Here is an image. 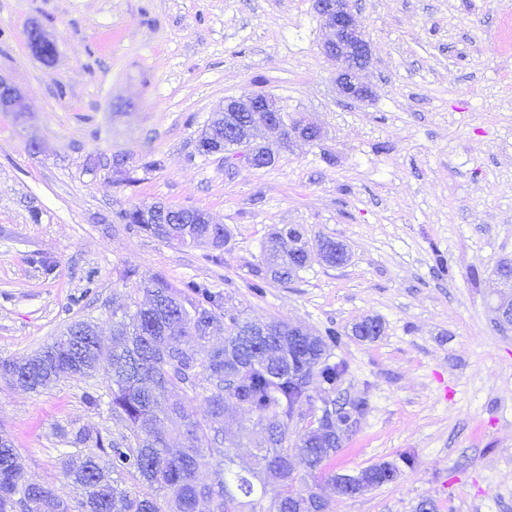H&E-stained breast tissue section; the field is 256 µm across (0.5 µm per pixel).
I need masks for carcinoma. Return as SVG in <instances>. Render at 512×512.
<instances>
[{
	"label": "carcinoma",
	"mask_w": 512,
	"mask_h": 512,
	"mask_svg": "<svg viewBox=\"0 0 512 512\" xmlns=\"http://www.w3.org/2000/svg\"><path fill=\"white\" fill-rule=\"evenodd\" d=\"M148 209L126 210L123 220L169 243L219 250L227 242L222 224H168L161 232L141 223ZM314 261L330 264L323 249H309L301 226H284L271 234L252 288L291 281ZM143 291L146 304L112 300L107 349L102 336L86 335L76 322L34 355L0 360V373L33 393L65 377L103 376L105 392L87 393L85 402H107L115 427L110 434L94 426L70 432L63 476L79 491L71 502L47 483L26 480L10 439L0 435V512H199L202 504L207 512H255L270 486L268 512H324L319 491L296 488V463L313 477L322 473L366 404L325 399L320 414L300 426L302 407L313 406L311 380L333 392L346 372L344 363L329 362L338 334L306 329L298 343L287 321L244 320L224 309L221 293L196 281L177 287L157 279ZM216 330L224 331V343L211 347ZM198 398L209 407L201 419L187 407ZM232 408L248 411L258 429V473L237 461L234 441L224 445V414ZM396 477V467L382 462L350 479L360 490Z\"/></svg>",
	"instance_id": "cac0c4a2"
}]
</instances>
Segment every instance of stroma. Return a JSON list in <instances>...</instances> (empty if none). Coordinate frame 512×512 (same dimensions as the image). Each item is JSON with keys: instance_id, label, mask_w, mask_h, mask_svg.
<instances>
[{"instance_id": "1", "label": "stroma", "mask_w": 512, "mask_h": 512, "mask_svg": "<svg viewBox=\"0 0 512 512\" xmlns=\"http://www.w3.org/2000/svg\"><path fill=\"white\" fill-rule=\"evenodd\" d=\"M358 7L365 102L339 96L314 0H0V76L29 109L0 112V359L80 320L108 331L113 297L143 280L201 282L252 319L342 331L334 397L367 407L325 470L388 461L399 476L355 497L324 490L326 512H512V329L494 312V268L512 261V0ZM35 26L51 61L30 49ZM261 91L320 140L268 138L263 168L199 154L225 99ZM154 202L224 225L220 262L125 224ZM287 224L350 259L255 292L263 244ZM369 316L381 335L354 336ZM102 387L63 378L36 394L0 376V433L29 481L74 497L64 433L111 428L83 401Z\"/></svg>"}]
</instances>
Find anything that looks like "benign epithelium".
Listing matches in <instances>:
<instances>
[{
	"label": "benign epithelium",
	"mask_w": 512,
	"mask_h": 512,
	"mask_svg": "<svg viewBox=\"0 0 512 512\" xmlns=\"http://www.w3.org/2000/svg\"><path fill=\"white\" fill-rule=\"evenodd\" d=\"M315 9L328 36L323 42L325 58L336 67L339 93L352 101L373 97L360 73L372 62L371 44L358 24L354 0H315ZM0 111L25 115L27 108L19 90L0 78ZM224 138L211 140V152L226 153L224 161L261 167L273 160L269 150L257 143L259 134L276 133L285 144L296 139L314 142L321 129L303 116L293 119L284 113L272 95L259 93L229 98L224 103Z\"/></svg>",
	"instance_id": "1"
}]
</instances>
